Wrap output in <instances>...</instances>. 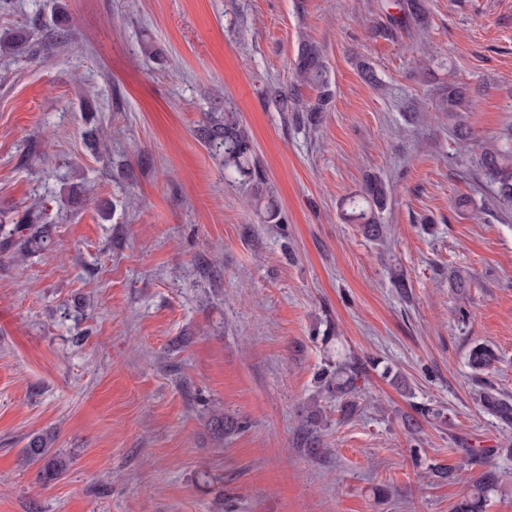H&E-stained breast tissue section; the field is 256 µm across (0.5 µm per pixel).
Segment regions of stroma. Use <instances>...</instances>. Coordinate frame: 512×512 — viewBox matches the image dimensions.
<instances>
[{
  "label": "stroma",
  "instance_id": "stroma-1",
  "mask_svg": "<svg viewBox=\"0 0 512 512\" xmlns=\"http://www.w3.org/2000/svg\"><path fill=\"white\" fill-rule=\"evenodd\" d=\"M397 3L0 9V31L55 5L73 21L43 62L0 55V512H454L488 470L485 512H512V427L476 401L512 398V214L478 166L512 126V0H422L426 27L381 35ZM304 38L333 90L315 116L266 95ZM212 96L238 109L280 223L195 137ZM370 176L391 191L380 241L342 218ZM30 223L48 244L23 256L11 231ZM478 344L497 354L480 373ZM340 351L363 369L347 420L317 383ZM420 404L441 417L413 439ZM215 412L244 429L218 437ZM45 430L71 457L48 485L20 459ZM437 463L459 469L438 480ZM414 413L416 415L406 414L402 417L403 428L405 432L412 437L416 436L420 432L422 426L421 419L435 420L440 418L439 410H435L428 405L415 407Z\"/></svg>",
  "mask_w": 512,
  "mask_h": 512
}]
</instances>
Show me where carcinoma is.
<instances>
[{"label":"carcinoma","instance_id":"1","mask_svg":"<svg viewBox=\"0 0 512 512\" xmlns=\"http://www.w3.org/2000/svg\"><path fill=\"white\" fill-rule=\"evenodd\" d=\"M400 16L394 18V23L413 24L421 27L426 22V15L420 0H401L399 3ZM70 21L67 12L60 11L53 21V31L46 36V41L32 43L29 35L22 29H7L0 33V52L16 54L23 49L31 59L43 57L47 45H51L66 32ZM295 81L317 90L314 102H303L296 89L272 87L268 90L270 99L281 112H322L332 96L328 68L325 63L322 47L314 41L301 42L297 57L293 62ZM209 110L199 121L194 134L204 144L212 156L220 159L224 170L248 178L256 188L255 200L265 202L263 206V221L269 224L278 222L279 206L271 188L257 179L255 153L253 143L247 129L242 124L236 108L217 97L209 99ZM478 165L486 180L492 185L494 199L503 211L512 210V156L496 148H490L480 154ZM388 197L386 185L373 177L366 181L361 193L350 199L349 207L344 212V218L360 225L364 236L378 239L383 234L380 224V212ZM470 364L475 370H484L495 360V353L486 345L472 348ZM362 378L359 363L336 352L335 367H327L322 376L323 390L336 397L339 409L343 415H349L355 406V395ZM481 407L494 415L502 423L512 425V401L493 392L481 391L478 394ZM440 418V412L427 406H417L414 413L402 417L405 432L414 437L421 429L422 421ZM214 430L225 434L235 433L239 423L221 414L213 416L211 421ZM55 434L52 432L35 433L29 436L28 442L21 450V456L26 464H41L40 480L48 485L66 474L70 468L71 459L60 449L53 448ZM497 487L494 473L486 472L475 481V489L471 495L455 506V512H482L486 494Z\"/></svg>","mask_w":512,"mask_h":512}]
</instances>
